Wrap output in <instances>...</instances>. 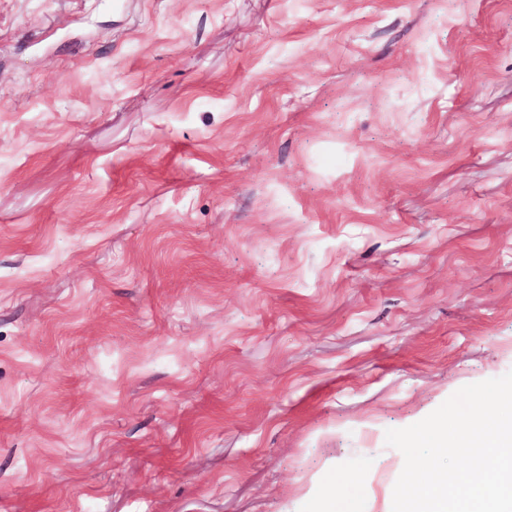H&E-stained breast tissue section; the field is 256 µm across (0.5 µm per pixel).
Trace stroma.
<instances>
[{
	"label": "stroma",
	"instance_id": "35a3bbf8",
	"mask_svg": "<svg viewBox=\"0 0 512 512\" xmlns=\"http://www.w3.org/2000/svg\"><path fill=\"white\" fill-rule=\"evenodd\" d=\"M510 371L512 0H0V512H392Z\"/></svg>",
	"mask_w": 512,
	"mask_h": 512
}]
</instances>
